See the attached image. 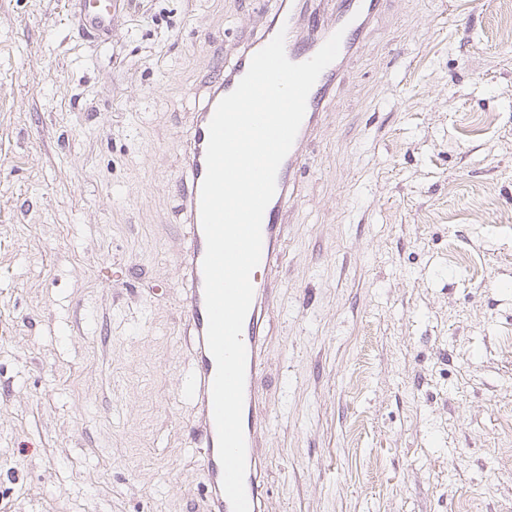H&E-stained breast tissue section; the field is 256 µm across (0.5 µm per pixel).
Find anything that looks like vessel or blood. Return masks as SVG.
Segmentation results:
<instances>
[{"label":"vessel or blood","mask_w":512,"mask_h":512,"mask_svg":"<svg viewBox=\"0 0 512 512\" xmlns=\"http://www.w3.org/2000/svg\"><path fill=\"white\" fill-rule=\"evenodd\" d=\"M116 2L76 0L80 31L93 30L103 36L111 35L112 11ZM383 2L338 0L335 10L325 14L321 22L307 26L303 20L311 11V0H285L273 18L265 21L260 31H253L249 26L242 27L234 41L222 44L221 61L214 64L207 80L196 91L202 104L193 116L192 137L183 155L188 180L183 189L182 212L185 223L192 228V236L180 256L182 278L187 285L181 315L185 331L193 342V375L187 391L196 408L193 431L204 444L206 512H232L222 488L223 469L213 419L212 384L216 362L207 343L208 315L202 271L206 241L201 224L200 200L206 175L209 123L218 102L236 88L247 73L252 57L277 33L285 35L288 59L300 63L313 57L333 33L342 32L339 55L322 71L312 87L294 144L278 169L276 193L265 209L262 222L263 245L258 268L263 275L252 280L254 295L242 330L246 347L243 410L247 462L245 491L250 512H265L263 475L267 461L262 448L268 433L269 410L264 397L261 366L267 338L266 327L280 288L273 271L281 255L284 228L291 221V211L286 202L298 191L296 175L324 121L326 102L336 88L346 61L360 47L372 22L379 15Z\"/></svg>","instance_id":"obj_1"}]
</instances>
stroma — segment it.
<instances>
[{"label":"stroma","mask_w":512,"mask_h":512,"mask_svg":"<svg viewBox=\"0 0 512 512\" xmlns=\"http://www.w3.org/2000/svg\"><path fill=\"white\" fill-rule=\"evenodd\" d=\"M0 0V512H205L194 89L281 0ZM512 0H386L290 202L267 512H512ZM118 0H76L80 32L94 30L98 36L112 35V9Z\"/></svg>","instance_id":"1"}]
</instances>
